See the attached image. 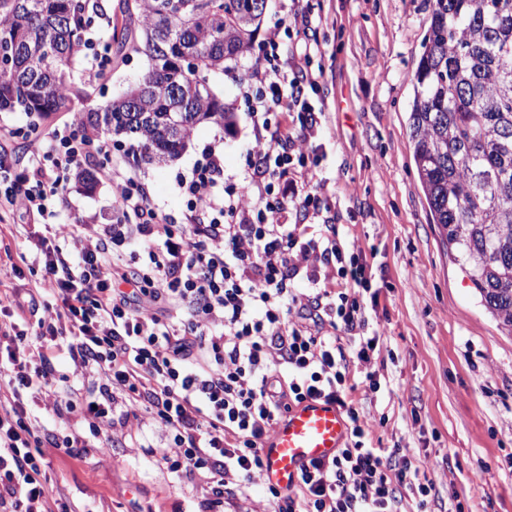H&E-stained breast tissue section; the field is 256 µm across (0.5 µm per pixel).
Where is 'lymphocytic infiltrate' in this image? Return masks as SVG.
I'll use <instances>...</instances> for the list:
<instances>
[{
	"label": "lymphocytic infiltrate",
	"mask_w": 512,
	"mask_h": 512,
	"mask_svg": "<svg viewBox=\"0 0 512 512\" xmlns=\"http://www.w3.org/2000/svg\"><path fill=\"white\" fill-rule=\"evenodd\" d=\"M311 25L293 9L276 21L242 85L254 132L248 176L223 187L224 157L209 151L180 184V219L160 214L135 174L112 163L111 144L88 141L71 120L50 127L0 189V214L14 223L56 224L70 166L100 156L116 199L110 223L56 224L66 247L39 243L31 260L53 302L36 287L0 292L12 319L0 327V512H68L50 493L45 451L74 457L89 442L109 444L117 397L164 428L157 463L199 487L210 512L227 493L250 498L264 442L310 398L343 410L349 440L294 486L264 485L277 512H401L405 501L430 512L434 483L401 448L375 446L378 420L360 401L381 388L366 256L305 222L328 207L314 146L323 111L306 73L320 44L310 38L287 57L281 32L309 35ZM278 107L291 126L273 119ZM299 276L308 291L294 288ZM23 311L27 331L13 320ZM60 350L74 374L99 379L98 400L60 391ZM27 393L44 417L30 416ZM76 409L88 436L52 424Z\"/></svg>",
	"instance_id": "lymphocytic-infiltrate-1"
}]
</instances>
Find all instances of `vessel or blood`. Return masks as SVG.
Wrapping results in <instances>:
<instances>
[{
	"instance_id": "obj_1",
	"label": "vessel or blood",
	"mask_w": 512,
	"mask_h": 512,
	"mask_svg": "<svg viewBox=\"0 0 512 512\" xmlns=\"http://www.w3.org/2000/svg\"><path fill=\"white\" fill-rule=\"evenodd\" d=\"M349 426L336 404L307 400L278 423L265 443L262 457L265 481L288 487L311 462L333 457L347 439Z\"/></svg>"
}]
</instances>
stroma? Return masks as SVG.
<instances>
[{"label":"stroma","mask_w":512,"mask_h":512,"mask_svg":"<svg viewBox=\"0 0 512 512\" xmlns=\"http://www.w3.org/2000/svg\"><path fill=\"white\" fill-rule=\"evenodd\" d=\"M320 24L321 55L311 72L315 102L325 113L318 142L319 177L330 198L337 237L360 247L380 287L382 387L366 406L385 415L374 435L381 447L409 446L414 464L437 489L431 512H512V335L502 332L448 248L429 208L411 156L410 74L423 51L431 0H267L256 44L227 61L213 81L234 113L232 130L196 128L181 157L166 165L112 157L136 173L160 213L179 216V184L208 149L224 155L225 186L241 184L254 140L239 87L260 57V43L290 7ZM145 57L113 56L112 70L90 83L88 104L99 107L142 77ZM62 222L104 224L115 214L112 189L68 182ZM108 448L72 458L52 448L45 469L52 495L91 512H203L202 495L163 469L154 449L165 439L148 415L112 405ZM481 473L473 492L469 479Z\"/></svg>","instance_id":"obj_1"}]
</instances>
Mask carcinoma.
<instances>
[{"mask_svg": "<svg viewBox=\"0 0 512 512\" xmlns=\"http://www.w3.org/2000/svg\"><path fill=\"white\" fill-rule=\"evenodd\" d=\"M169 0L124 3L114 28L117 52H142L148 70L103 107L85 105L86 88L71 78L84 52L82 31L104 9L90 0H0V112H23L33 126L72 112L83 135L123 137L147 161L178 159L203 124L226 129L233 113L210 77L224 60L248 51L266 0ZM195 49V62L183 63ZM409 139L421 188L448 255L469 278L498 327L512 334V0H432L428 35L412 76ZM134 112L154 120L133 122ZM182 125L167 138L169 114ZM76 182L96 186L80 167Z\"/></svg>", "mask_w": 512, "mask_h": 512, "instance_id": "carcinoma-1", "label": "carcinoma"}]
</instances>
